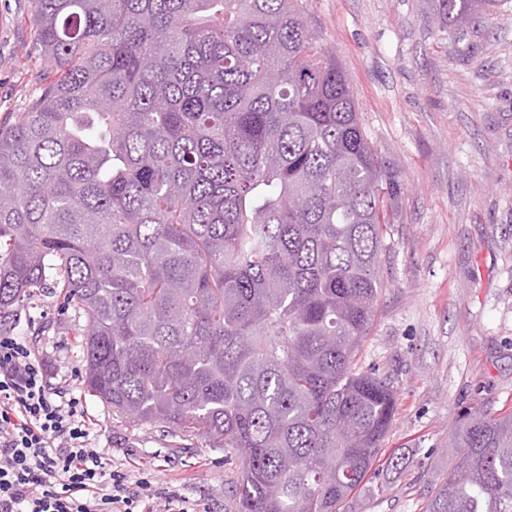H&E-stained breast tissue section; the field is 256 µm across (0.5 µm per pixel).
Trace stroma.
<instances>
[{
    "label": "stroma",
    "mask_w": 512,
    "mask_h": 512,
    "mask_svg": "<svg viewBox=\"0 0 512 512\" xmlns=\"http://www.w3.org/2000/svg\"><path fill=\"white\" fill-rule=\"evenodd\" d=\"M306 14L396 183L361 363L394 386L382 448L404 463L366 480L342 512H422L455 465L458 412L512 410V0L468 31L464 52L435 28L431 0H307ZM49 79L33 0H0V124ZM10 323L59 378H82L86 322L62 289L37 292ZM74 394L100 421L92 442L109 468L224 512L223 451L117 420L85 387Z\"/></svg>",
    "instance_id": "obj_1"
}]
</instances>
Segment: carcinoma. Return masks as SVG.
<instances>
[{
  "label": "carcinoma",
  "instance_id": "obj_1",
  "mask_svg": "<svg viewBox=\"0 0 512 512\" xmlns=\"http://www.w3.org/2000/svg\"><path fill=\"white\" fill-rule=\"evenodd\" d=\"M55 79L0 125V318L50 284L83 383L224 451L228 512H340L396 398L359 365L395 178L302 0H33ZM462 40L502 0H433ZM423 512H512V412L458 413Z\"/></svg>",
  "mask_w": 512,
  "mask_h": 512
}]
</instances>
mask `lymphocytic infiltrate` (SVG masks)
<instances>
[{
  "mask_svg": "<svg viewBox=\"0 0 512 512\" xmlns=\"http://www.w3.org/2000/svg\"><path fill=\"white\" fill-rule=\"evenodd\" d=\"M26 336L0 332V512H188L179 493L107 469L79 398Z\"/></svg>",
  "mask_w": 512,
  "mask_h": 512,
  "instance_id": "lymphocytic-infiltrate-1",
  "label": "lymphocytic infiltrate"
}]
</instances>
